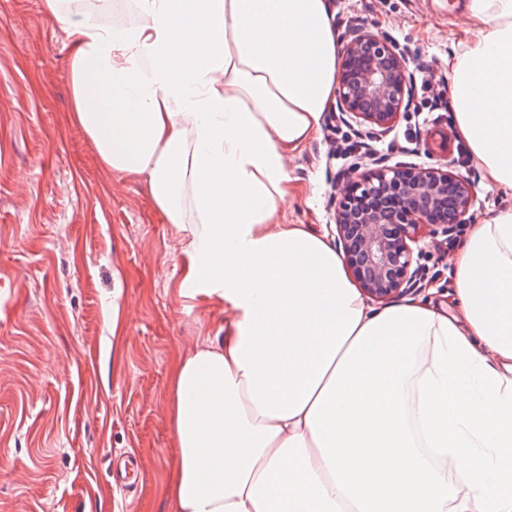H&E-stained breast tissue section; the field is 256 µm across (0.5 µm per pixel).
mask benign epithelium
<instances>
[{
  "label": "benign epithelium",
  "instance_id": "benign-epithelium-1",
  "mask_svg": "<svg viewBox=\"0 0 512 512\" xmlns=\"http://www.w3.org/2000/svg\"><path fill=\"white\" fill-rule=\"evenodd\" d=\"M409 103L405 58L395 43L367 29L350 36L339 70L341 114L367 126L365 136L379 138L391 131ZM472 198V183L442 164L356 173L334 210L347 270L375 301L419 287L413 245L421 230L451 235L463 223Z\"/></svg>",
  "mask_w": 512,
  "mask_h": 512
}]
</instances>
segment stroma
<instances>
[{"label":"stroma","mask_w":512,"mask_h":512,"mask_svg":"<svg viewBox=\"0 0 512 512\" xmlns=\"http://www.w3.org/2000/svg\"><path fill=\"white\" fill-rule=\"evenodd\" d=\"M466 0H330L336 34L365 26L406 51L410 71L448 85ZM69 50L43 0H0V512H167L177 443L169 369L223 326L221 303L187 297L184 234L163 223L144 181L104 169L70 119ZM320 137L288 161L283 224L335 237L334 203L352 166ZM390 167L448 165L474 187L469 217L503 208L458 136L452 112L391 130ZM469 225L424 235L421 295L444 300Z\"/></svg>","instance_id":"obj_1"}]
</instances>
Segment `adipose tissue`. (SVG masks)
Returning <instances> with one entry per match:
<instances>
[{"instance_id":"obj_1","label":"adipose tissue","mask_w":512,"mask_h":512,"mask_svg":"<svg viewBox=\"0 0 512 512\" xmlns=\"http://www.w3.org/2000/svg\"><path fill=\"white\" fill-rule=\"evenodd\" d=\"M59 3L71 121L230 312L170 367L172 512H512V205L473 224L447 302L375 307L326 235L277 221L336 92L328 0H115L109 27ZM465 10L455 125L512 198V0Z\"/></svg>"}]
</instances>
